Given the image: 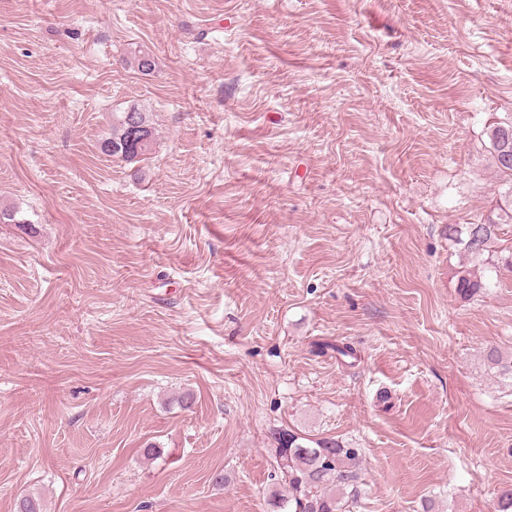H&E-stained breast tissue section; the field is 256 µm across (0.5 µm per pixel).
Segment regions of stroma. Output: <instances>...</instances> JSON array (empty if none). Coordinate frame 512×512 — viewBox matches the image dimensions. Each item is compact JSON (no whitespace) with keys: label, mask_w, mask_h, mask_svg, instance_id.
<instances>
[{"label":"stroma","mask_w":512,"mask_h":512,"mask_svg":"<svg viewBox=\"0 0 512 512\" xmlns=\"http://www.w3.org/2000/svg\"><path fill=\"white\" fill-rule=\"evenodd\" d=\"M497 122L512 0H0V512H269L278 428L362 449L351 512H494L512 270L462 299L448 229ZM130 114H135L140 123L147 128L148 138L145 139L144 127L139 125L135 117L130 119L129 124L128 118ZM129 125L134 137L145 140L140 143L139 140H132ZM152 140L153 127L151 126L148 113L140 112L138 109L133 108L127 112H120V115L112 122V136L104 138L100 147L101 151L108 156L132 162L139 161L148 154ZM484 363L489 371L512 379V355L510 358H505L498 348L489 347L484 351Z\"/></svg>","instance_id":"stroma-1"}]
</instances>
